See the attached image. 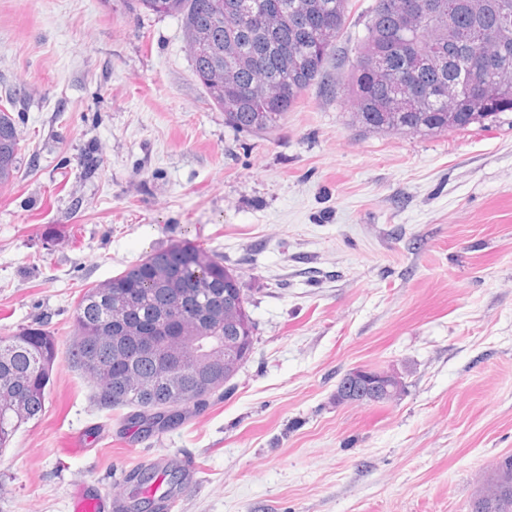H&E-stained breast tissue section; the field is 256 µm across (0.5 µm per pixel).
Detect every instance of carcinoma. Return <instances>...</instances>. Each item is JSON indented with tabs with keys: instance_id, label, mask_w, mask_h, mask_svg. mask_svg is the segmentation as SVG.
I'll list each match as a JSON object with an SVG mask.
<instances>
[{
	"instance_id": "1",
	"label": "carcinoma",
	"mask_w": 512,
	"mask_h": 512,
	"mask_svg": "<svg viewBox=\"0 0 512 512\" xmlns=\"http://www.w3.org/2000/svg\"><path fill=\"white\" fill-rule=\"evenodd\" d=\"M225 0H137L140 7L182 20L184 38L208 28L209 46L192 51L194 74L212 102L224 97L212 92L208 72L234 64L237 80L256 88L236 101L224 120L239 132L272 131L279 127L306 91L321 76L348 18L349 0H309L311 12L329 14L336 28L327 41L318 37L315 23L271 20L267 26L244 31L224 16ZM407 0H376L367 34L352 65L349 91L356 123L364 129L407 131L424 135L467 131L473 125L500 121L512 111V99L472 107L473 84L483 76L512 81V15L502 18L500 0H415L422 12L436 10L418 35L419 55L410 58L393 51L380 57L381 46L399 44L401 14ZM412 73L422 90L403 112L386 114L384 106L400 92ZM456 82L461 101L437 96L440 86ZM288 86V94L271 90ZM19 141L14 119L0 107V183L13 177ZM241 297L238 326L224 325V304ZM145 322L177 319L182 332L161 343L177 370L164 373L150 356L140 352L126 311ZM75 340L69 351L73 365L93 382L94 397L104 408H131L132 427L146 415L159 419L158 429L175 428L182 407L206 405L224 389L232 375L224 374V347L238 350L236 337L255 329L237 275L224 261L186 242L155 250L139 263L87 289L75 312ZM54 337L40 328L24 329L0 338V451L8 447L21 425L39 419L57 358ZM485 494L499 488L483 512H512V454L494 467Z\"/></svg>"
}]
</instances>
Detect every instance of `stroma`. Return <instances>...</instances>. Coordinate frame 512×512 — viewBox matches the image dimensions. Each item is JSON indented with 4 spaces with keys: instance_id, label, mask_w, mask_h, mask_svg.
<instances>
[{
    "instance_id": "1",
    "label": "stroma",
    "mask_w": 512,
    "mask_h": 512,
    "mask_svg": "<svg viewBox=\"0 0 512 512\" xmlns=\"http://www.w3.org/2000/svg\"><path fill=\"white\" fill-rule=\"evenodd\" d=\"M342 63L281 126L241 133L197 80L182 22L133 0H0V101L19 137L0 184V337L60 353L46 413L0 451V512H68L168 451L176 512H471L512 454V112L437 135L370 132ZM187 242L236 270L254 348L167 431L127 428L68 358L82 293ZM356 367L399 399L337 404ZM174 464L179 465L188 476H193L195 465L185 457H172L163 454L146 463L144 467L146 469L153 470L157 474L158 478H162L164 471Z\"/></svg>"
}]
</instances>
